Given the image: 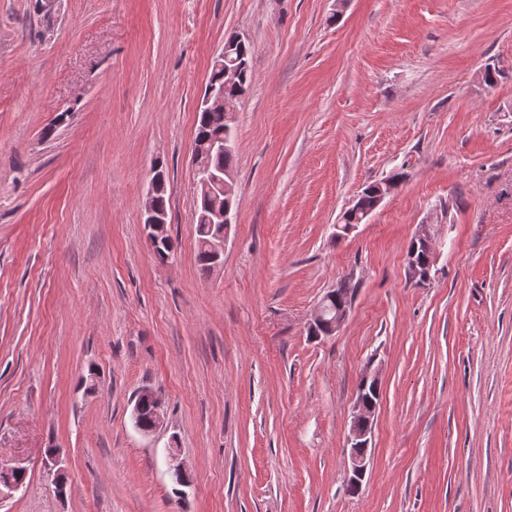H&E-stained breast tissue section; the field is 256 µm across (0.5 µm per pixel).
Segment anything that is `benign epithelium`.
<instances>
[{"label":"benign epithelium","instance_id":"1","mask_svg":"<svg viewBox=\"0 0 512 512\" xmlns=\"http://www.w3.org/2000/svg\"><path fill=\"white\" fill-rule=\"evenodd\" d=\"M216 68L224 70V78L233 80L239 72V68L235 66V60L232 58V49L225 46L214 57ZM200 108L204 110L222 109L224 108V87L212 86L200 104ZM228 128L223 138L215 139L208 142L206 151L209 153H222L235 145L234 139L231 137L235 130L234 113L230 112L226 116ZM191 164L193 169V187L196 193L210 194L214 191L221 190L224 195L233 194L234 175L227 171L213 170L201 163L197 154V149H192ZM157 189V181L152 179L149 181V188L143 203L144 226L147 232L149 242L157 243L166 236L167 214L158 209L155 199ZM210 222L213 224L223 225V230L217 238L210 241L209 251L212 254L213 267H218L224 257V247L227 242L231 224L235 223V213L230 209L215 210L212 212ZM349 313V307L343 305L336 308L335 316L330 321H325L322 308H316L308 329L311 334H316L318 328L322 327L333 334L337 332L345 323ZM361 388L355 392V400L350 421L349 434L347 439L348 450V466L346 469V480L348 486L354 490H359L364 480L367 470L371 463V455L369 454V445L372 438L373 425L379 404L365 397V391L368 387H377L379 385L378 371L371 368L360 375ZM141 393L150 396L155 404L152 426L144 431V434L151 435L156 433L163 427L166 417L164 403L161 397L152 389L144 388ZM44 470L51 483L54 485L55 491L59 495L66 492V475L65 468L62 466L60 452L53 448L47 449L45 458H43ZM26 472V468L21 465L6 467L0 463V473L10 476V479L0 482V497L4 492H13L19 490L23 482L12 479V476H19Z\"/></svg>","mask_w":512,"mask_h":512}]
</instances>
